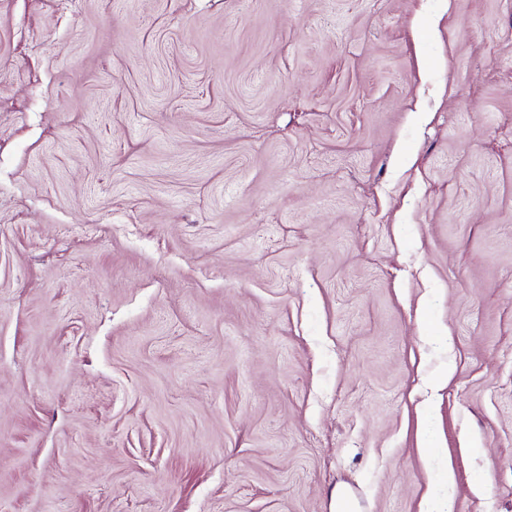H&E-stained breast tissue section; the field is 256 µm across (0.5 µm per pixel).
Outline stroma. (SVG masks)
<instances>
[{"label":"stroma","instance_id":"1","mask_svg":"<svg viewBox=\"0 0 512 512\" xmlns=\"http://www.w3.org/2000/svg\"><path fill=\"white\" fill-rule=\"evenodd\" d=\"M432 487L512 512V0H0V512Z\"/></svg>","mask_w":512,"mask_h":512}]
</instances>
